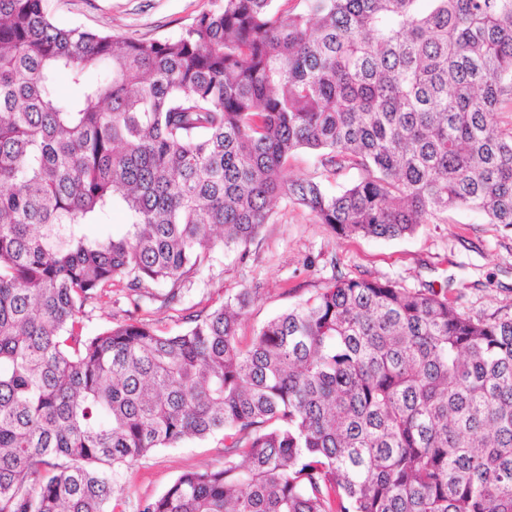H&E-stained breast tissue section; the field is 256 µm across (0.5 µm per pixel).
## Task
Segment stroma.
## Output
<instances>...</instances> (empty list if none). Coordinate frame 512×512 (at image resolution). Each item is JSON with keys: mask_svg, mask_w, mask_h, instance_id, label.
Returning a JSON list of instances; mask_svg holds the SVG:
<instances>
[{"mask_svg": "<svg viewBox=\"0 0 512 512\" xmlns=\"http://www.w3.org/2000/svg\"><path fill=\"white\" fill-rule=\"evenodd\" d=\"M215 6L216 0H47L60 26L155 40L178 37ZM284 174L315 179L331 194L361 176L355 168L331 175L305 150L289 159ZM341 273L390 278L410 288L444 285L464 312L512 314V227L461 210L449 212L447 223L421 225L403 240L340 239L314 223L304 206L283 199L246 258L215 251L198 274L182 283L180 302L163 305L162 286L154 288L153 298L137 301L118 284L89 309L85 325L93 334L108 324L142 317L160 331L177 333L184 316L214 308L229 294L256 286L260 293L239 322L238 336L246 343L267 319ZM223 460L224 439L219 434L157 450L121 469L118 483L124 494L119 508L134 512L137 500L161 494L183 471L213 468Z\"/></svg>", "mask_w": 512, "mask_h": 512, "instance_id": "35a3bbf8", "label": "stroma"}]
</instances>
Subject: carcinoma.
Returning <instances> with one entry per match:
<instances>
[{"label":"carcinoma","mask_w":512,"mask_h":512,"mask_svg":"<svg viewBox=\"0 0 512 512\" xmlns=\"http://www.w3.org/2000/svg\"><path fill=\"white\" fill-rule=\"evenodd\" d=\"M219 0L171 40L0 0V512H108L122 466L224 437L138 512H512V314L337 275L244 344L86 306L244 258L277 200L338 238L512 226V0ZM66 75L74 93L62 99ZM307 149L355 184L287 180ZM115 208L120 237L90 238Z\"/></svg>","instance_id":"1"}]
</instances>
